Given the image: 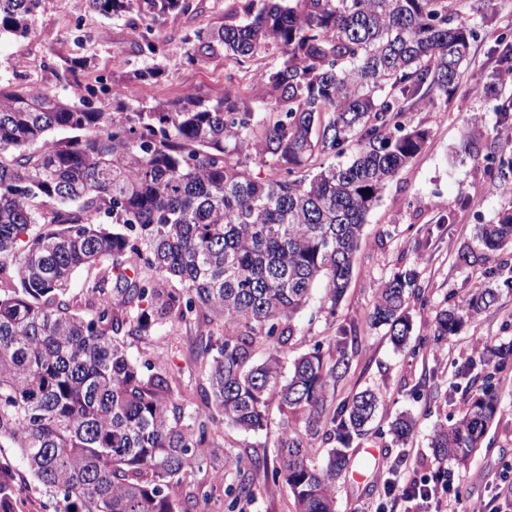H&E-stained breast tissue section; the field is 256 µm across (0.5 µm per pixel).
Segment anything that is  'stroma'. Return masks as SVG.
Returning <instances> with one entry per match:
<instances>
[{
    "label": "stroma",
    "mask_w": 512,
    "mask_h": 512,
    "mask_svg": "<svg viewBox=\"0 0 512 512\" xmlns=\"http://www.w3.org/2000/svg\"><path fill=\"white\" fill-rule=\"evenodd\" d=\"M191 14H173L156 23L155 33L165 42V55L157 63L165 73L157 79L135 83L134 97L141 105L172 99L187 89L210 96L225 91L243 98L256 96L255 68H270L278 52L269 49L257 62L238 64L218 54L193 67L179 66L184 52L182 36L199 28L222 26L230 0H195ZM476 37L463 67L459 88L447 104L436 110L416 108L401 118L405 128L427 132L424 148L392 180L370 211L363 228L353 272L335 314L312 298L295 320L296 333L288 351L297 357L321 350L336 355L345 343L351 356L348 372L329 394L332 404L356 393L375 391L381 404L369 430L349 443L350 466L336 483V512H419L415 504L394 499L385 483L403 485L408 478L436 484L439 465L432 448L434 428L455 421L482 388V373L461 377L460 371L478 357L485 346L512 342V246L488 254L483 263L467 264L464 254L479 250L477 228L497 222L512 208V196L503 192L499 161L512 157V76L499 58L512 47V0H467L464 8ZM84 21L92 36L86 53L94 57L90 77H123L147 67L136 56V32L125 19L107 18L90 9L87 0H48L26 37L0 39V75H40L54 92L62 85L53 75L77 48L71 38L74 18ZM480 137L477 148L464 149L466 133ZM416 276L420 301L410 304L412 330L403 349H396L386 328L372 327L375 289L395 274ZM491 288L495 303L465 321L458 332L441 341L433 339L436 312L466 302L474 289ZM355 333L343 337L342 331ZM198 334L194 320L171 319L152 328L134 343L139 360L166 359L173 378V399L191 405L204 385L207 362L192 354ZM493 382L501 411L489 426L482 446L467 469L454 473V491L448 494L450 512H500L512 499V363L494 373ZM407 413L415 429L406 444L393 441L388 424ZM270 426L248 433L224 424L220 443L224 452L242 458L276 455V439L283 420L277 404H270ZM302 429V418L287 420ZM255 495L241 502V512H296L288 486L254 476Z\"/></svg>",
    "instance_id": "35a3bbf8"
}]
</instances>
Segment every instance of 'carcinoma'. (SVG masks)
Here are the masks:
<instances>
[{
    "label": "carcinoma",
    "mask_w": 512,
    "mask_h": 512,
    "mask_svg": "<svg viewBox=\"0 0 512 512\" xmlns=\"http://www.w3.org/2000/svg\"><path fill=\"white\" fill-rule=\"evenodd\" d=\"M88 2L128 17L135 52L151 60L164 52L152 23L193 11L192 0ZM46 5L0 0V37L26 36ZM242 9L243 24L182 37L179 65L220 49L243 64L275 48L277 64L256 73L257 100L186 93L134 108L131 82L164 70L114 79L124 89L114 93L89 80L85 56L55 74L76 102L0 79V449L17 450L53 512H196L198 497L173 486L220 447L217 422L266 429L274 394L282 415L304 416V430L283 424L272 464L224 457L213 484L235 467L232 509L253 497L250 474L262 470L288 484L297 512H335L345 445L375 413L370 390L332 409L345 349L329 360L316 349L287 371L283 358L314 288L335 312L367 215L425 141L400 117L456 90L473 31L461 0H242ZM349 149V161L323 162ZM257 155L270 158L263 178L249 168ZM479 233L486 252L512 245V213ZM80 268L95 275L75 293ZM416 288L412 273L377 288L371 321L397 347L409 338ZM495 299L479 288L441 310L434 338ZM172 316L197 322L195 351L209 362L194 409L173 400L163 359L130 354L128 337ZM260 344L270 353L257 362ZM498 412L484 387L436 428L435 459L466 467ZM412 431L408 416L389 428L399 444ZM332 432L341 447L316 461V441ZM21 492L12 462L0 461V506Z\"/></svg>",
    "instance_id": "obj_1"
}]
</instances>
